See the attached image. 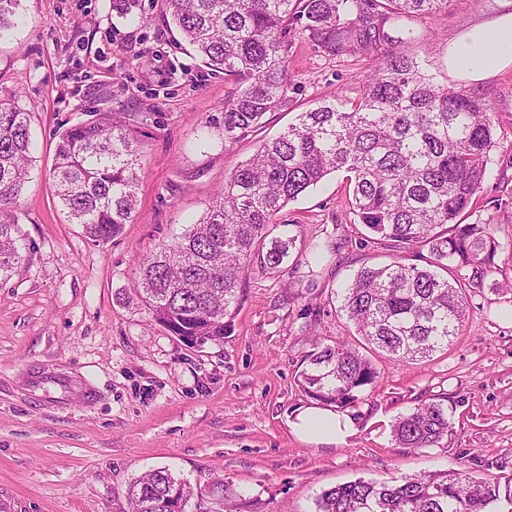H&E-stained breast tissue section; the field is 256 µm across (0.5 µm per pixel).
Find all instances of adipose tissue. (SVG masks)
Masks as SVG:
<instances>
[{
    "label": "adipose tissue",
    "mask_w": 512,
    "mask_h": 512,
    "mask_svg": "<svg viewBox=\"0 0 512 512\" xmlns=\"http://www.w3.org/2000/svg\"><path fill=\"white\" fill-rule=\"evenodd\" d=\"M512 67V10L465 29L448 46V74L471 84ZM288 427L300 440L325 446L346 443L357 431L354 419L316 403L300 407Z\"/></svg>",
    "instance_id": "adipose-tissue-1"
}]
</instances>
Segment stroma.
Instances as JSON below:
<instances>
[{
	"label": "stroma",
	"instance_id": "stroma-1",
	"mask_svg": "<svg viewBox=\"0 0 512 512\" xmlns=\"http://www.w3.org/2000/svg\"><path fill=\"white\" fill-rule=\"evenodd\" d=\"M141 4L139 27L117 17L112 0H21L24 23L0 39V97L29 112L34 141L12 210L27 257L0 283V512H123L129 483L164 466L193 483L224 479L236 512H313L320 492L359 478L511 476L512 301L499 292L512 280L506 158L494 157L474 213L495 219V272L448 350L378 359L375 387L348 410L358 431L346 444L310 445L287 425L307 402L295 374L312 334L358 340L337 291L362 264L391 259L366 243L343 173L279 214L274 235L295 237L296 247L279 271L248 270L223 343L189 347L143 306L119 303L138 259L200 216L259 140L336 93L356 98L369 74L363 56L326 55L293 24L287 104L228 146L205 126L224 103L223 76L181 49L166 0ZM500 10L501 0H450L413 18L421 39L400 49L427 56L429 73L448 83L449 42ZM474 91L512 143V68ZM99 110L135 130L141 157L137 214L105 244L68 223L52 185L56 130ZM439 396L453 416L442 444L397 447L392 422Z\"/></svg>",
	"mask_w": 512,
	"mask_h": 512
}]
</instances>
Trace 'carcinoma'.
<instances>
[{
	"label": "carcinoma",
	"instance_id": "obj_1",
	"mask_svg": "<svg viewBox=\"0 0 512 512\" xmlns=\"http://www.w3.org/2000/svg\"><path fill=\"white\" fill-rule=\"evenodd\" d=\"M20 0H0V37L15 25ZM171 19L190 54L224 74V111L206 121L224 144L262 125L288 101V29L301 23L315 47L332 56L362 53L370 74L359 96L336 97L300 112L278 135L262 140L185 232L138 260L133 297L173 336L224 342L247 272L257 262L278 269L297 238L271 236L281 211L328 175L345 174L353 214L379 237L393 261L361 267L341 289L342 304L373 352L398 362L427 360L448 349L483 291L499 247L494 218L463 223L501 147L482 97L439 84L427 57L395 47L420 39L407 21L448 0H168ZM122 16L145 22L140 0H112ZM28 113L0 99V282L23 262L11 208L27 179ZM140 157L131 129L113 113L94 114L58 132L52 176L68 223L107 243L132 221ZM425 265L404 263L406 255ZM459 275L448 279V263ZM379 376L376 360L348 341L314 337L295 384L307 398L336 410L354 407ZM448 407L431 398L395 419L401 448H435L448 436ZM207 500L228 512L232 487L200 488L166 467L131 483L128 512H187ZM512 505V477L474 479L460 472L358 479L323 491L315 512H487Z\"/></svg>",
	"mask_w": 512,
	"mask_h": 512
}]
</instances>
